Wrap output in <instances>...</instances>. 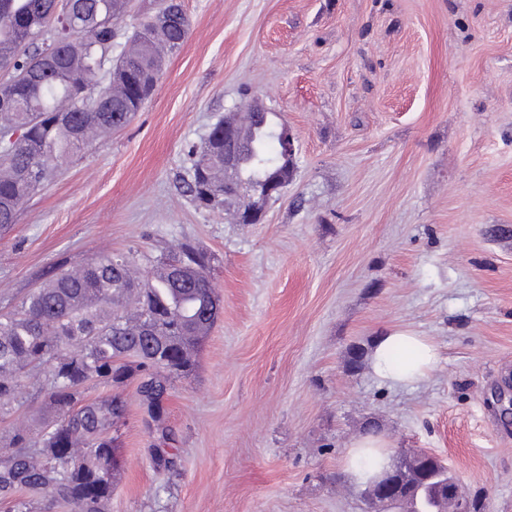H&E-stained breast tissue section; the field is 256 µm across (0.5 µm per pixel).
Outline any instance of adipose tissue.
Masks as SVG:
<instances>
[{
    "label": "adipose tissue",
    "mask_w": 512,
    "mask_h": 512,
    "mask_svg": "<svg viewBox=\"0 0 512 512\" xmlns=\"http://www.w3.org/2000/svg\"><path fill=\"white\" fill-rule=\"evenodd\" d=\"M438 361L435 344L425 336L392 331L376 337L369 353V367L381 382L395 386L416 385L429 375ZM391 465L386 441L367 434L355 441L348 452L346 471L358 484L381 475Z\"/></svg>",
    "instance_id": "ef3b65f1"
}]
</instances>
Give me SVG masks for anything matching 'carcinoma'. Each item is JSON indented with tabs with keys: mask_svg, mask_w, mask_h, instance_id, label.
<instances>
[{
	"mask_svg": "<svg viewBox=\"0 0 512 512\" xmlns=\"http://www.w3.org/2000/svg\"><path fill=\"white\" fill-rule=\"evenodd\" d=\"M156 8L116 42L129 0H0V228L48 182L63 160L127 125L158 86L166 57L180 49L189 21L180 0ZM264 112L214 123L179 189L197 207L224 205V125L251 145L238 157L236 185L288 178L286 163L262 122ZM213 257L191 242L141 272L137 255L100 253L55 275L0 313V417L29 402L44 426L33 436L17 423L0 459V506L7 512H102L112 494L117 448L111 432L124 418L120 394L89 400L96 383L139 381L151 420H160L171 381L192 375L196 355L218 318L221 300L210 277ZM44 375L46 394L24 391L23 377ZM420 498L445 481L424 457Z\"/></svg>",
	"mask_w": 512,
	"mask_h": 512,
	"instance_id": "1",
	"label": "carcinoma"
}]
</instances>
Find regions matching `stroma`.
<instances>
[{
    "instance_id": "1",
    "label": "stroma",
    "mask_w": 512,
    "mask_h": 512,
    "mask_svg": "<svg viewBox=\"0 0 512 512\" xmlns=\"http://www.w3.org/2000/svg\"><path fill=\"white\" fill-rule=\"evenodd\" d=\"M182 4L153 97L0 232L2 310L102 252L188 239L214 257L223 310L161 423L123 389L104 512H363L345 461L371 422L512 512V0ZM258 104L294 167L263 223L238 224L177 181L212 123ZM398 329L439 350L412 387L365 361ZM165 431L171 471L153 464Z\"/></svg>"
}]
</instances>
